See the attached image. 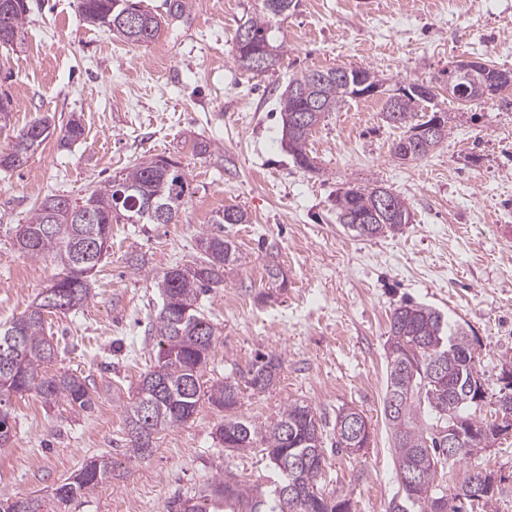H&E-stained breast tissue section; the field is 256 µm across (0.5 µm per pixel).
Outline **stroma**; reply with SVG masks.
<instances>
[{
    "label": "stroma",
    "instance_id": "1",
    "mask_svg": "<svg viewBox=\"0 0 512 512\" xmlns=\"http://www.w3.org/2000/svg\"><path fill=\"white\" fill-rule=\"evenodd\" d=\"M27 3L22 44L0 47V94L12 101L0 149L41 117L60 127L78 114L85 134L67 146L50 136L21 169L0 174V225L26 223L45 197H82L151 156L179 161L191 195L172 223L113 225L88 304L48 316L58 347L52 371L87 377L95 406L77 414L14 398L0 500L34 492L49 498V512H170L227 472L274 480L261 453L225 454L215 439L224 414L206 402L187 424L157 434L150 457L128 459L124 412L154 359L151 321L161 307L152 277L192 261L207 232L230 240L243 259L201 301L220 332L208 378L247 374L257 354L275 353L284 360L276 383L244 390L239 416L264 424L296 400L329 425L339 408L363 412L369 448L331 454L322 485L350 512H387L401 493L383 415L393 308L411 299L465 328L490 392L512 356V112L494 99L462 105L441 90L461 58L512 70V0H298L275 18L285 54L261 74L239 68L231 53L259 0H189L178 18L166 0H141L162 20L147 45L89 26L77 0ZM338 65L369 69L389 90L438 87L439 108L454 117L447 140L425 159L397 161L390 148L402 131L383 118L385 96L352 98L308 140L317 171L300 169L282 139L280 96L300 72ZM201 139L213 155L194 151ZM376 182L405 199L413 222L365 240L339 223L336 198ZM228 205L246 210L249 223H215ZM136 256L145 261L139 271ZM272 259L288 286L262 302ZM56 273L0 233V323L27 310ZM103 454L114 462L111 481L67 504L51 500L57 484ZM478 470L496 483L476 512H512V433L447 464L440 493L453 495Z\"/></svg>",
    "mask_w": 512,
    "mask_h": 512
}]
</instances>
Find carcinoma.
I'll list each match as a JSON object with an SVG mask.
<instances>
[{
	"label": "carcinoma",
	"instance_id": "carcinoma-1",
	"mask_svg": "<svg viewBox=\"0 0 512 512\" xmlns=\"http://www.w3.org/2000/svg\"><path fill=\"white\" fill-rule=\"evenodd\" d=\"M296 6V0H261L260 10L241 28L251 38L241 43L234 36L232 56L246 71H255L253 60L267 58L265 70L274 67L283 56L284 44L279 42L272 19ZM83 19L105 31L128 10L140 14L145 23L137 30L121 31L131 43H147L160 29L157 17L139 6L137 0H79ZM0 12L8 15V23L0 26V44L12 46L24 34L28 12L26 0H0ZM342 67L305 71L293 77L288 92L281 97V118L288 145L296 164L304 170L315 169L307 153V141L325 114L336 110L349 98L360 97L355 74L365 77L372 72L365 68L350 70V79L336 76ZM397 99L387 98L385 118L393 126L405 129L393 142L391 155L398 160H421L448 139L451 116L435 108V87L428 96L412 93ZM398 88V91L405 90ZM319 102V118L298 124L296 114L308 111L309 104ZM432 108L440 114L436 134L420 139L411 157H406L404 144L409 134L424 125L419 110ZM50 128V118L32 121L28 129L16 136L4 151L0 150V170H15L17 154L30 158L49 138V134L26 137L36 126ZM84 127L78 116L69 118L60 143L68 145L80 140ZM386 198L385 207L375 206L377 195ZM190 195V184L178 163L166 171L143 160L127 168L120 178L92 189L71 201L50 195L35 207L24 224L7 227L13 247L31 257L50 259L60 267L50 293L38 295V301L7 324H0V447L13 436L12 401L17 396L33 393L45 404H67L75 413L86 412L94 405V394L86 378L74 373L48 374L55 349L46 336L45 315L66 313L83 306L91 297L93 277L112 248V224H151L144 207L151 197L178 210ZM340 223L358 236L375 238L395 236L411 223L412 213L399 195L389 188L374 184L352 186L336 197ZM216 224H247L249 217L242 208L229 205L214 219ZM199 256L191 266L198 272L174 277L167 269L156 277L162 301H174L162 307L152 324L156 336V361L140 375L135 399L125 410V425L136 461L153 452V436L187 423L200 402L206 401L224 411V421L216 429L224 452L235 453L256 449L272 464L276 479L266 486L247 483L226 474L206 486L204 494L179 500V512H349V501L336 500L325 491L321 482L327 467L323 423L310 405L301 401L289 403L277 418L265 425H256L236 415L241 386L255 391L272 387L282 367L277 354H263L252 364L245 382L226 376L210 383L204 381L219 336L217 328L198 309L199 298L224 283V267L239 265L240 257L232 243L219 234H204L197 244ZM271 288L285 289L287 278L274 262L266 267ZM387 338V382L384 414L392 434V448L397 476L407 468L414 470L410 484L399 480L401 496L389 505V512H436L442 496L437 493L438 470L448 461L470 458L497 440L503 432L493 422L472 411L463 388L471 373L478 372L475 349L468 333L452 323L440 311L404 300L389 317ZM443 366L442 377L429 372V361ZM366 418L354 408L336 413L332 446L338 450L366 448L370 436L355 440L348 430V420ZM462 421L469 433L462 451L448 457V419ZM112 478V458L101 455L90 469L82 467L53 489V497L70 502L94 490ZM472 475L454 494L446 512H467L471 506L469 492ZM0 512H45V500L38 494H27L0 501Z\"/></svg>",
	"mask_w": 512,
	"mask_h": 512
}]
</instances>
